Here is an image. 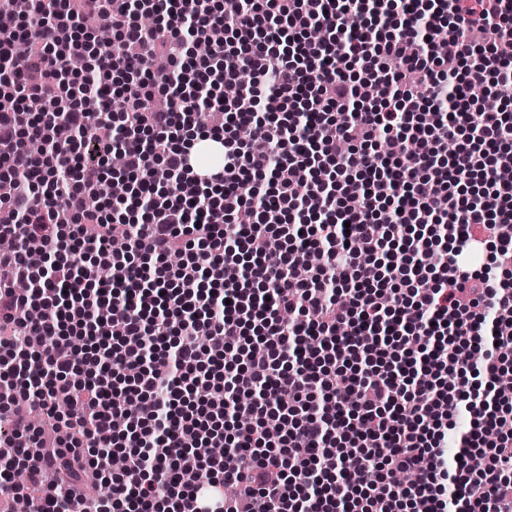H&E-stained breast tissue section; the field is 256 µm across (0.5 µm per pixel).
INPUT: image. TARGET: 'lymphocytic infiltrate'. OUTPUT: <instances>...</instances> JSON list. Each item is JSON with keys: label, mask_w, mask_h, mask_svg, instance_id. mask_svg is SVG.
Listing matches in <instances>:
<instances>
[{"label": "lymphocytic infiltrate", "mask_w": 512, "mask_h": 512, "mask_svg": "<svg viewBox=\"0 0 512 512\" xmlns=\"http://www.w3.org/2000/svg\"><path fill=\"white\" fill-rule=\"evenodd\" d=\"M82 12L113 40L63 100ZM29 14L35 75L14 61L28 26L0 0V235L17 240L0 251V494L19 456L29 484L61 476L34 512H66L77 483L109 485L94 512H512V402L451 381L478 364L495 378L512 350V111L495 93L512 84V0H240L231 15L221 0H29ZM216 28L224 41L193 56ZM244 70L253 82L225 99ZM208 111L224 115V164L199 171L181 134ZM245 125L258 135L240 139ZM116 149L130 192L90 208ZM79 323L105 346L90 379L65 333ZM122 396L140 414L119 428ZM20 398L54 419L51 440Z\"/></svg>", "instance_id": "lymphocytic-infiltrate-1"}]
</instances>
